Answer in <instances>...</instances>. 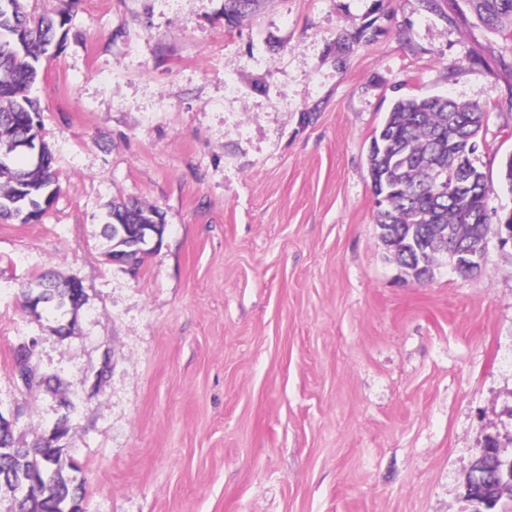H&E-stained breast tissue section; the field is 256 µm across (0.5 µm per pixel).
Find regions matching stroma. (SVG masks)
<instances>
[{
    "label": "stroma",
    "instance_id": "1",
    "mask_svg": "<svg viewBox=\"0 0 512 512\" xmlns=\"http://www.w3.org/2000/svg\"><path fill=\"white\" fill-rule=\"evenodd\" d=\"M33 93L61 193L0 221L15 447L68 417L86 512H471L487 439L512 456V243L415 281L368 149L397 99L479 106L512 212V30L467 0H258L231 24L224 0H77ZM120 199L165 218L133 270L106 256ZM46 272L78 310L26 307ZM22 345L49 385L17 380Z\"/></svg>",
    "mask_w": 512,
    "mask_h": 512
}]
</instances>
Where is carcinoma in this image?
<instances>
[{
	"label": "carcinoma",
	"mask_w": 512,
	"mask_h": 512,
	"mask_svg": "<svg viewBox=\"0 0 512 512\" xmlns=\"http://www.w3.org/2000/svg\"><path fill=\"white\" fill-rule=\"evenodd\" d=\"M255 0H224V18L240 17ZM477 19L489 29L512 27V0H468ZM0 0V216L12 215L25 224L39 222L59 192L52 155L31 167L18 164V143L37 141L40 108L30 97L42 59L59 45L60 31L72 17L75 0H60L59 8L35 14L24 0ZM480 108L460 104L443 96L409 97L396 101L382 124L391 140L390 150L401 153L403 161L391 167L386 158L368 156L375 196L387 194V205L376 211L378 229L389 237V247L398 263L414 271L418 281L433 277L435 266L448 259L449 230L453 238L480 239L504 228L485 226L483 203L492 191L487 174L472 166L466 189L453 204H437L427 179L432 159H448L465 154L469 126ZM157 212L153 206L137 202L112 204L105 233L111 241L107 258L124 251L112 225L125 224L135 229L150 221ZM425 237L422 252H407L404 244L413 231ZM27 307L35 310L42 303L66 314L81 305L72 282L48 275L40 276L25 291ZM67 432L54 428L30 448L13 447L12 435H0V488L15 496L10 512H84L85 487L73 472L77 467L63 459L58 442Z\"/></svg>",
	"instance_id": "obj_1"
}]
</instances>
